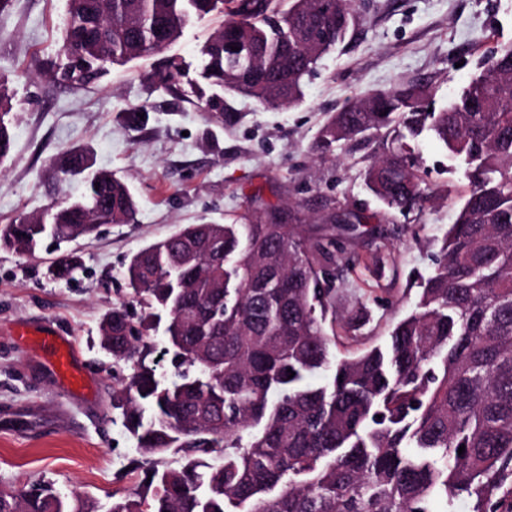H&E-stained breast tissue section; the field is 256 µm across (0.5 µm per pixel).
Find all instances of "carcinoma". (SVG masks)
Returning a JSON list of instances; mask_svg holds the SVG:
<instances>
[{"label": "carcinoma", "instance_id": "obj_1", "mask_svg": "<svg viewBox=\"0 0 512 512\" xmlns=\"http://www.w3.org/2000/svg\"><path fill=\"white\" fill-rule=\"evenodd\" d=\"M215 11L224 24L201 48L199 76L217 111L224 94L300 102L305 76L359 20L354 0H69L59 81L82 89L109 65L161 54ZM316 25L327 29L318 52L306 47ZM182 76L170 57L157 80L174 90ZM432 94L427 83L364 93L318 134L330 152L386 130L398 147L369 161L364 184L399 211L430 196L407 139L426 130L464 166L469 189L437 267L387 347L335 359L336 328H325L336 314L327 263L341 260L334 205L313 236L271 208L245 224L186 225L131 256L124 278L140 313L114 307L100 332L128 366L112 409L151 479L107 512H448L460 496L473 512H512V44L494 45L448 107L419 110ZM12 108L0 81V164L14 150ZM51 171L81 177L82 192L17 216L1 247L32 254L48 225L61 244L134 220L127 183L84 151ZM81 270L64 254L47 274L68 283ZM158 351L172 376L158 371ZM330 368V381L309 382ZM0 512L96 510L47 484L1 491Z\"/></svg>", "mask_w": 512, "mask_h": 512}]
</instances>
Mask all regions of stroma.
Masks as SVG:
<instances>
[{
    "label": "stroma",
    "instance_id": "1",
    "mask_svg": "<svg viewBox=\"0 0 512 512\" xmlns=\"http://www.w3.org/2000/svg\"><path fill=\"white\" fill-rule=\"evenodd\" d=\"M356 9L358 26L319 60L301 103L265 108L238 98L231 125L213 118L205 101L157 88L158 56L112 65L84 89L55 80L65 62L68 0H10L0 11V79L13 96L8 120L15 134L13 155L0 165V228L53 202L42 176L74 148L125 180L139 202L133 223L103 225L93 238L46 242L27 256L0 248V488L50 483L106 512L113 496L137 486L135 442L112 410L127 369L102 349L99 322L128 300L123 272L132 254L184 225L241 224L276 207L297 212L307 228L331 201L363 212L371 224L339 238L342 251L359 261L335 269L336 317L364 307L372 320L353 337L337 331L335 353L386 344L434 267L467 180L445 148L419 136L420 175L434 194L405 215L364 187L368 159L382 154L384 134L361 150L324 153L318 131L360 94L395 85L430 83L431 108L447 106L489 47L512 42V0H356ZM220 23L192 22L170 47L185 81L197 80L199 49ZM134 109L145 112L144 124L129 123ZM375 235L395 258L382 274L372 260ZM72 250L83 272L69 284L51 280L50 262ZM48 326L73 343L84 388L70 387L32 343L31 334Z\"/></svg>",
    "mask_w": 512,
    "mask_h": 512
}]
</instances>
